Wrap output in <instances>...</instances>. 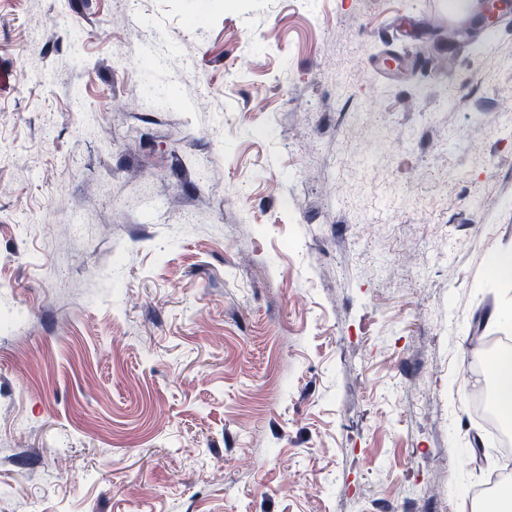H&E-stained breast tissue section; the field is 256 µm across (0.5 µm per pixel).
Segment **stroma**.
I'll return each mask as SVG.
<instances>
[{"instance_id": "obj_1", "label": "stroma", "mask_w": 512, "mask_h": 512, "mask_svg": "<svg viewBox=\"0 0 512 512\" xmlns=\"http://www.w3.org/2000/svg\"><path fill=\"white\" fill-rule=\"evenodd\" d=\"M0 0V512H467L512 248V14Z\"/></svg>"}]
</instances>
